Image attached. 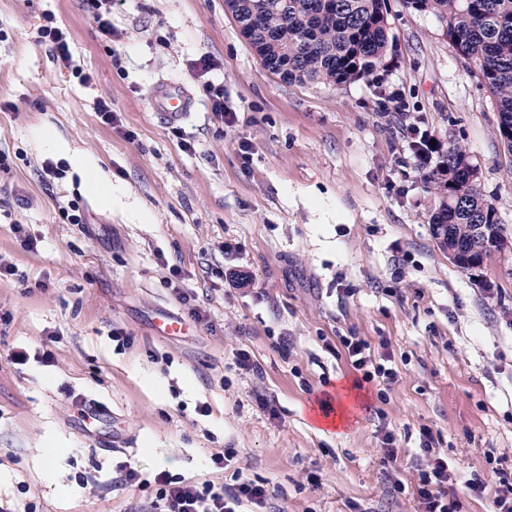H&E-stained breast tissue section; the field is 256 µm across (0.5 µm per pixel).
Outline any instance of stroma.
Instances as JSON below:
<instances>
[{
	"label": "stroma",
	"instance_id": "obj_1",
	"mask_svg": "<svg viewBox=\"0 0 512 512\" xmlns=\"http://www.w3.org/2000/svg\"><path fill=\"white\" fill-rule=\"evenodd\" d=\"M48 19L90 84L37 43ZM112 26L102 37L80 0H0V263L27 277L0 278V506L147 512L160 471L229 483L238 469L274 490L277 512H421L413 452L427 428L463 512H494L493 470L512 474V255L449 261L429 230L434 167L410 149L418 130L466 148L512 233V151L475 67L403 0H388L382 63L339 89L269 73L224 0H122ZM203 55L218 65L205 79ZM207 79L223 82L234 126L214 121ZM163 81L195 102L181 124L195 152L155 113ZM100 95L123 131L100 123ZM68 204L82 223L63 218ZM167 263L206 321L189 319ZM163 313L182 335L156 327ZM344 336L390 353L386 395L356 386ZM17 348L26 364L11 363ZM243 349L259 374L236 367ZM79 400L116 423L81 426ZM227 448L234 469L214 468ZM123 466L141 482L118 485ZM475 477L483 496L466 492Z\"/></svg>",
	"mask_w": 512,
	"mask_h": 512
}]
</instances>
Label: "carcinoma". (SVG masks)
<instances>
[{"label":"carcinoma","instance_id":"obj_1","mask_svg":"<svg viewBox=\"0 0 512 512\" xmlns=\"http://www.w3.org/2000/svg\"><path fill=\"white\" fill-rule=\"evenodd\" d=\"M404 2L433 15L458 54L478 68L497 105L499 138L512 151V0ZM233 11L262 65L288 84L347 85L370 74L387 52L386 0H236ZM428 188L439 200L430 224L459 248L458 268L495 254L504 224L483 197L465 149L448 147ZM472 224L491 230L476 253Z\"/></svg>","mask_w":512,"mask_h":512}]
</instances>
